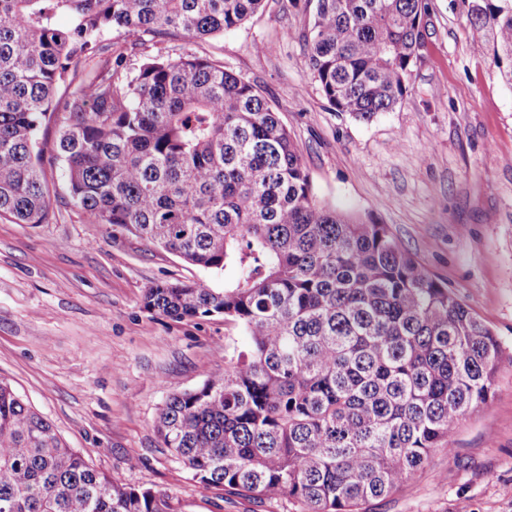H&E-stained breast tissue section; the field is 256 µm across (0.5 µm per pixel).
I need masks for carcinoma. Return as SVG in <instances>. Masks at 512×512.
Here are the masks:
<instances>
[{
    "instance_id": "carcinoma-1",
    "label": "carcinoma",
    "mask_w": 512,
    "mask_h": 512,
    "mask_svg": "<svg viewBox=\"0 0 512 512\" xmlns=\"http://www.w3.org/2000/svg\"><path fill=\"white\" fill-rule=\"evenodd\" d=\"M263 2L0 0V218L56 219L46 168H57L88 223L224 274L221 290L196 280L144 294L150 311L219 314L249 339L224 354V373L165 400L162 447L207 488L357 512L422 471L486 403L502 350L385 225L316 199L255 84L209 56L127 66L128 45L206 40ZM306 4L307 67L330 107L369 122L400 104L427 0ZM467 23L512 75V0H468ZM112 31L123 43L102 39ZM0 512L173 509L167 494L91 468L0 380Z\"/></svg>"
}]
</instances>
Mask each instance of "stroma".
Returning a JSON list of instances; mask_svg holds the SVG:
<instances>
[{
  "label": "stroma",
  "mask_w": 512,
  "mask_h": 512,
  "mask_svg": "<svg viewBox=\"0 0 512 512\" xmlns=\"http://www.w3.org/2000/svg\"><path fill=\"white\" fill-rule=\"evenodd\" d=\"M423 57L401 105L359 122L333 111L307 68L311 14L268 0L240 28L145 53L207 55L256 84L288 128L319 202L386 225L399 244L497 335L488 401L460 418L426 468L365 512H512V85L462 0H427ZM57 219H0V379L98 471L169 495L175 512H298L284 500L207 488L161 448L166 398L224 371L247 338L223 316L174 320L145 309L159 281L224 278L106 224L88 223L60 172Z\"/></svg>",
  "instance_id": "35a3bbf8"
}]
</instances>
